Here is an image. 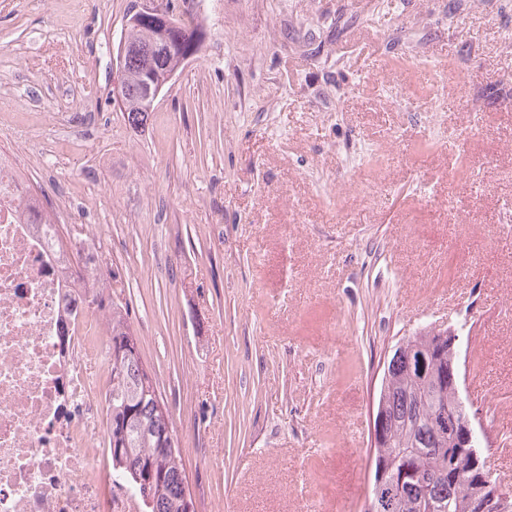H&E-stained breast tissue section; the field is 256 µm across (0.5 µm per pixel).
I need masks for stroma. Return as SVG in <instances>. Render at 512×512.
Here are the masks:
<instances>
[{"label":"stroma","instance_id":"stroma-1","mask_svg":"<svg viewBox=\"0 0 512 512\" xmlns=\"http://www.w3.org/2000/svg\"><path fill=\"white\" fill-rule=\"evenodd\" d=\"M140 2L0 0V148L65 236L97 225L196 512H361L383 364L426 327L512 490V5L152 0L205 38L136 126Z\"/></svg>","mask_w":512,"mask_h":512}]
</instances>
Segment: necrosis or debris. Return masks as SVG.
<instances>
[{"label":"necrosis or debris","mask_w":512,"mask_h":512,"mask_svg":"<svg viewBox=\"0 0 512 512\" xmlns=\"http://www.w3.org/2000/svg\"><path fill=\"white\" fill-rule=\"evenodd\" d=\"M19 165L0 156V512H130L100 494L110 378L87 364L110 325L99 311L69 317L80 295L62 292L86 249L61 250L53 225L25 222Z\"/></svg>","instance_id":"necrosis-or-debris-1"}]
</instances>
